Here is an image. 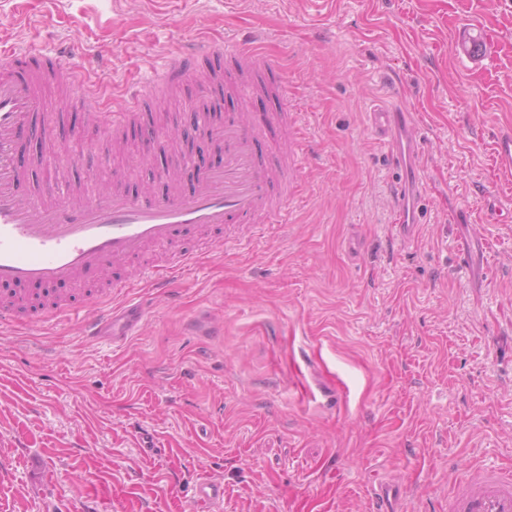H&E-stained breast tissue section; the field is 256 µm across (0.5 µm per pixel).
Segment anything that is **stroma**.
<instances>
[{"label": "stroma", "instance_id": "stroma-1", "mask_svg": "<svg viewBox=\"0 0 512 512\" xmlns=\"http://www.w3.org/2000/svg\"><path fill=\"white\" fill-rule=\"evenodd\" d=\"M103 56L86 71L95 110L111 111L151 65L184 50L257 37L288 63L282 109L311 150L303 203L251 245L209 247L177 287L139 281L112 296L145 308L138 332L91 342L59 318L0 330V512H371L381 487L394 512H448L451 469L512 467V209L494 186L490 147L512 126V63L482 89L455 60L444 0H0V37ZM191 76L144 120L168 142L157 158L131 127L102 138L84 112L42 110L61 152L41 163L75 186L120 172L124 186L188 189L183 153L222 165L208 135L183 144L190 106L217 117ZM420 119L422 194L413 239L393 224L399 177L371 132L375 110ZM91 151L73 157L75 141ZM468 210L469 223L449 222ZM489 251H481L480 241ZM147 428L158 455L138 446ZM224 498L202 509V480Z\"/></svg>", "mask_w": 512, "mask_h": 512}]
</instances>
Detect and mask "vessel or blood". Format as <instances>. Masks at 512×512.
I'll return each mask as SVG.
<instances>
[{"label": "vessel or blood", "mask_w": 512, "mask_h": 512, "mask_svg": "<svg viewBox=\"0 0 512 512\" xmlns=\"http://www.w3.org/2000/svg\"><path fill=\"white\" fill-rule=\"evenodd\" d=\"M448 19L477 30L486 52L480 67L469 70L468 76L474 82H490L504 57L512 56V41L504 36L512 26V12L490 17L482 0H448ZM21 57L15 46L0 47V285L16 286L18 304L27 301L30 287L86 285L106 265L139 261L148 247L178 243L196 231H220L240 219L264 228L284 223L289 203L303 196V161L310 152L304 126L284 114L259 117L251 112L239 113L221 126L211 125L206 113L193 114L194 126L208 128L223 140L224 165L190 192L155 197L145 191L134 196L115 188L82 196L62 180L50 185L46 196L33 195L26 188L28 172L20 143L32 132L31 115L42 85L53 82L62 100L77 107L84 105L88 91L70 56H56L53 73L12 77ZM202 60L232 61L233 73L216 70L212 81L226 83L228 90L244 98L268 85L281 91L288 88L285 66L267 57L255 40L240 41L228 53L209 45L167 59L160 73L128 91L120 111L93 114V122L103 134L120 138L133 113L143 111L151 95L185 81L189 63ZM259 124L277 125L286 132L290 143L286 158L259 155L255 130ZM371 129L387 145L395 170L404 175L414 169L420 154L415 113L373 112ZM493 152L499 168L511 174V127L499 131ZM395 222L402 236L411 237L419 222L417 193H399ZM197 258L196 250L188 248L166 263H141L140 270L157 287L170 288ZM64 313L78 321L87 339L115 342L141 317L137 307L117 314L86 298L68 302ZM448 501L449 512H512V476L492 467H476L454 480Z\"/></svg>", "instance_id": "1"}]
</instances>
